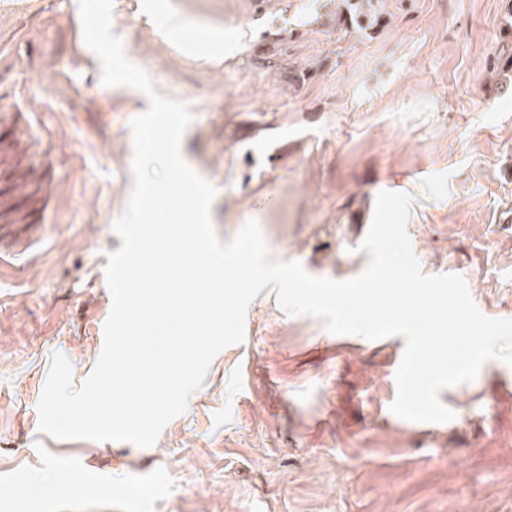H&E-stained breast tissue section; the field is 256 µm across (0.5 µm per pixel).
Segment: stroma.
<instances>
[{"mask_svg": "<svg viewBox=\"0 0 512 512\" xmlns=\"http://www.w3.org/2000/svg\"><path fill=\"white\" fill-rule=\"evenodd\" d=\"M167 0L170 18L235 35L185 49L114 0L112 28L158 93L188 104V164L217 190L222 242L250 219L271 255L311 275L360 274L376 196L407 194L424 274L467 281L486 316L512 320V35L507 0ZM79 0H0V210L45 224L0 261V512H512V366L443 389L455 417L394 415L405 340L334 335L263 289L245 339L214 358L185 411L141 448L39 428L53 357L81 386L110 307L105 267L132 189L141 91L104 86L71 24ZM268 170L264 184L254 167ZM71 472L78 482H60Z\"/></svg>", "mask_w": 512, "mask_h": 512, "instance_id": "35a3bbf8", "label": "stroma"}]
</instances>
